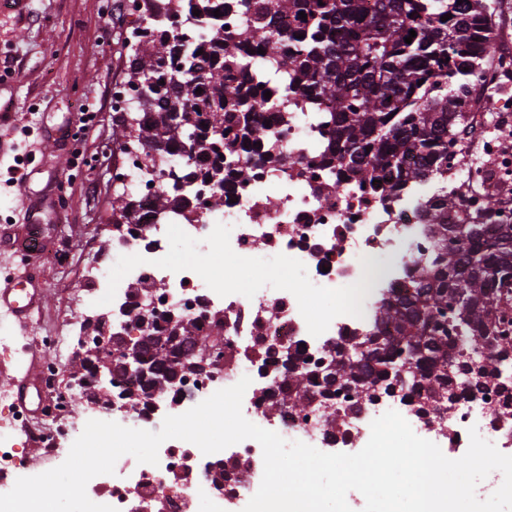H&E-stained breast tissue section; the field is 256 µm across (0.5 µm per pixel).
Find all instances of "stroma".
<instances>
[{
    "mask_svg": "<svg viewBox=\"0 0 512 512\" xmlns=\"http://www.w3.org/2000/svg\"><path fill=\"white\" fill-rule=\"evenodd\" d=\"M131 0H19L0 22V109L10 133L0 140V229L40 223L49 254L36 265L47 305L28 332L0 322L14 336L0 349V371L29 361L28 349L85 306L84 283L94 253L111 233L112 191L124 152L113 137L112 92L125 76L124 31L118 16ZM96 124L79 130L81 106ZM210 276L250 293L264 273L287 275L275 260L205 262Z\"/></svg>",
    "mask_w": 512,
    "mask_h": 512,
    "instance_id": "35a3bbf8",
    "label": "stroma"
}]
</instances>
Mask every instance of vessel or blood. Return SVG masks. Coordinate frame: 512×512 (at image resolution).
Instances as JSON below:
<instances>
[{"label": "vessel or blood", "mask_w": 512, "mask_h": 512, "mask_svg": "<svg viewBox=\"0 0 512 512\" xmlns=\"http://www.w3.org/2000/svg\"><path fill=\"white\" fill-rule=\"evenodd\" d=\"M0 247L24 256L25 261L18 269L0 282V317L29 327L35 310L40 309L46 299L39 286V274L32 266L40 246L31 233L4 236L0 234ZM45 366L44 353H34L29 366L15 374L0 378V392L15 397L19 408H26L29 388L39 386Z\"/></svg>", "instance_id": "b4317fda"}]
</instances>
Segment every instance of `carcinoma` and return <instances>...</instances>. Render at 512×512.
<instances>
[{"label": "carcinoma", "instance_id": "1", "mask_svg": "<svg viewBox=\"0 0 512 512\" xmlns=\"http://www.w3.org/2000/svg\"><path fill=\"white\" fill-rule=\"evenodd\" d=\"M132 2L136 17L122 47L125 84L137 100L115 135L123 150L144 152L151 166L174 144L189 159L211 156L204 178L221 187L224 162L245 182L251 160L241 156L275 157L276 139L261 111L288 104L290 91L298 104L328 106L327 152L343 172L392 191L441 176L448 147L471 120L460 104L475 98V78L494 54L488 0H373L370 7L366 0H237L246 19L232 35L214 16L213 0ZM182 13L202 33L173 45L168 26ZM444 15L450 19L441 21ZM411 30L417 36L407 44ZM271 83L280 96L267 99ZM182 170L168 167L177 179L165 180L153 209L187 202ZM458 206L446 190L428 200L435 254L410 286L382 301L374 332L331 351L329 371L316 379L294 374L283 393L289 407L333 387L370 401L379 390L389 392L401 371L400 390L437 414L450 410L462 381L473 393L500 384V366L512 351V335L497 327L502 308L512 310V223H496L503 203L495 194L485 198L482 224L448 223ZM139 207L125 190L112 199V214L125 224L137 219ZM210 347L188 321L164 347L145 337L142 352L158 371L175 374L199 370ZM487 350L496 362L473 370Z\"/></svg>", "mask_w": 512, "mask_h": 512}]
</instances>
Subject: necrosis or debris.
I'll list each match as a JSON object with an SVG mask.
<instances>
[{
	"instance_id": "4bbe7bcc",
	"label": "necrosis or debris",
	"mask_w": 512,
	"mask_h": 512,
	"mask_svg": "<svg viewBox=\"0 0 512 512\" xmlns=\"http://www.w3.org/2000/svg\"><path fill=\"white\" fill-rule=\"evenodd\" d=\"M262 117L278 138V160L253 167L246 183L227 181L222 191L198 185L199 196L188 208L147 211L140 223L113 225L112 262L99 267L88 289L90 308L112 318L102 334L167 336L190 320L198 335L220 337L221 364L182 375L149 397L142 396L133 373L113 374L111 404L80 412L75 406L82 391L57 390L58 368L48 364L42 381L55 398L29 438L50 461L64 462L88 420L109 416L123 426L131 422L155 431L165 416L181 414L245 376L252 382L242 413L257 426L318 449L368 442L369 427L355 418L346 419L335 439L323 430L325 408L347 406L346 393L314 400L301 411L280 406V394L293 373L321 371L329 350L368 334L382 298L419 275L420 259L433 248L422 217L432 190L420 186L391 194L344 174L328 186L329 128L293 107H273ZM470 155L469 165L449 163L447 177L437 183L461 192L451 216L458 224L479 221L484 196L512 181V151L496 139L473 140ZM120 171L144 203L163 182L158 169L140 164L135 154L125 155ZM217 192L226 199L224 207L208 206ZM176 240L189 255L172 263L168 254ZM259 253L286 263L288 278L262 279L248 296L207 276L197 262L201 255L221 262L248 261ZM134 393L139 402H131ZM510 402L512 383L485 395L460 391L441 420L416 414L399 395L364 403L362 413L376 418L393 409L412 417L419 436L445 453L466 451L472 427L508 450L512 421L497 410ZM158 457L155 465L120 457L114 474L89 481V499L118 512H242L263 476L262 449L253 440L206 455L192 443L170 439Z\"/></svg>"
}]
</instances>
